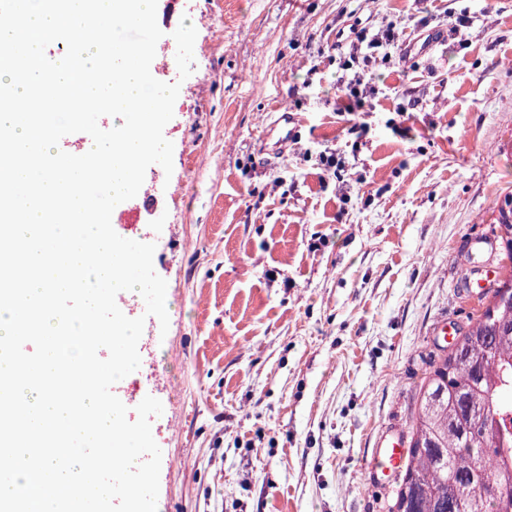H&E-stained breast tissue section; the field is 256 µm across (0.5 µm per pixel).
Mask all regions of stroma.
Returning <instances> with one entry per match:
<instances>
[{
    "mask_svg": "<svg viewBox=\"0 0 512 512\" xmlns=\"http://www.w3.org/2000/svg\"><path fill=\"white\" fill-rule=\"evenodd\" d=\"M471 27L454 29L460 13ZM193 72L150 166L152 209L111 222L155 243L168 330L147 317L138 398L158 399L157 512H389L364 470L406 433L425 374L500 272L491 224L512 192V6L504 0H158ZM397 21L421 54L373 64L339 109L351 25ZM292 112L301 136L265 149ZM337 151L345 170H325Z\"/></svg>",
    "mask_w": 512,
    "mask_h": 512,
    "instance_id": "obj_1",
    "label": "stroma"
}]
</instances>
